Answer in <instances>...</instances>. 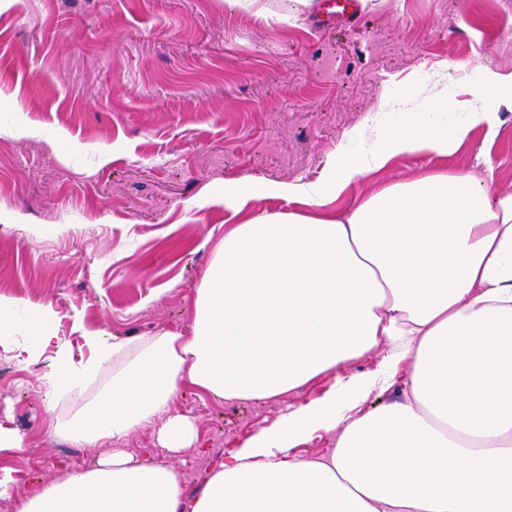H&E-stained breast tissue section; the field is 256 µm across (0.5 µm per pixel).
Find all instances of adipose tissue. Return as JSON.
Listing matches in <instances>:
<instances>
[{
    "instance_id": "1",
    "label": "adipose tissue",
    "mask_w": 512,
    "mask_h": 512,
    "mask_svg": "<svg viewBox=\"0 0 512 512\" xmlns=\"http://www.w3.org/2000/svg\"><path fill=\"white\" fill-rule=\"evenodd\" d=\"M417 92L407 79L399 98L380 105L412 113L402 132H349L318 183L239 179L224 197L234 212L263 196L295 198L304 209L225 231L187 331L128 339L86 329L78 356L46 327L43 308L31 340L14 339L0 301L6 351L23 365L48 355L54 401L112 373L97 399L50 425L101 447L93 467L47 485L23 473L0 479V497L13 482L28 487L14 512H512V192L462 168L326 209L358 176L398 157H447L478 127L494 139L502 112H512V71L483 66L469 98L452 101L466 119L450 131L415 118ZM383 345L382 374L338 382L320 404L259 430L193 498L174 468L114 445L153 424L163 447H190L193 424L172 409L184 387L275 398ZM402 370L403 401L356 413L363 391L390 389ZM321 431L338 434L329 456H293Z\"/></svg>"
}]
</instances>
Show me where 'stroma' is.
Instances as JSON below:
<instances>
[{
  "label": "stroma",
  "mask_w": 512,
  "mask_h": 512,
  "mask_svg": "<svg viewBox=\"0 0 512 512\" xmlns=\"http://www.w3.org/2000/svg\"><path fill=\"white\" fill-rule=\"evenodd\" d=\"M224 0H0V295L27 330L35 308L83 352L82 328L119 337L189 328L195 289L225 226L239 218L224 190L241 177L320 180L346 133L380 121L406 78L444 63L442 83L463 101L486 63L512 69V0H372L356 24L317 12L284 21ZM494 140L475 132L448 158L395 159L346 190L379 186L486 158L493 188L512 192V112ZM387 347L337 366L282 396L225 400L192 387L173 402L197 441L161 448L155 425L120 442L175 468L186 496L202 490L226 453L288 410L320 400L335 379L371 376ZM46 359L16 365L0 350V415L26 436L0 470L44 481L92 467L96 448L49 433Z\"/></svg>",
  "instance_id": "35a3bbf8"
}]
</instances>
